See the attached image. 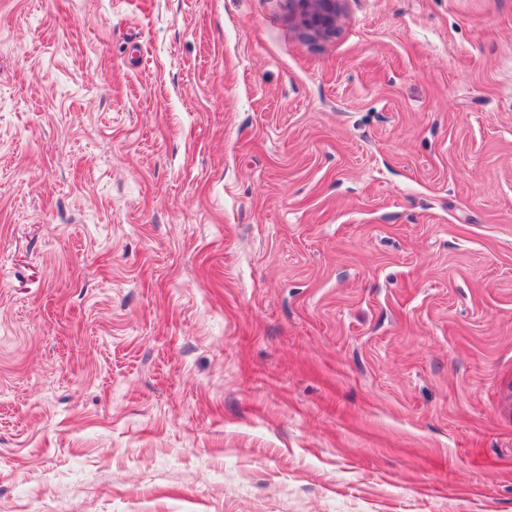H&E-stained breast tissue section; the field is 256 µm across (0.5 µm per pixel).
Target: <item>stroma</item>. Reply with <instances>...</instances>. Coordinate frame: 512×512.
<instances>
[{
	"label": "stroma",
	"instance_id": "stroma-1",
	"mask_svg": "<svg viewBox=\"0 0 512 512\" xmlns=\"http://www.w3.org/2000/svg\"><path fill=\"white\" fill-rule=\"evenodd\" d=\"M0 0V512H512V0ZM304 8L302 25L315 36H328L336 30L339 0H299Z\"/></svg>",
	"mask_w": 512,
	"mask_h": 512
}]
</instances>
